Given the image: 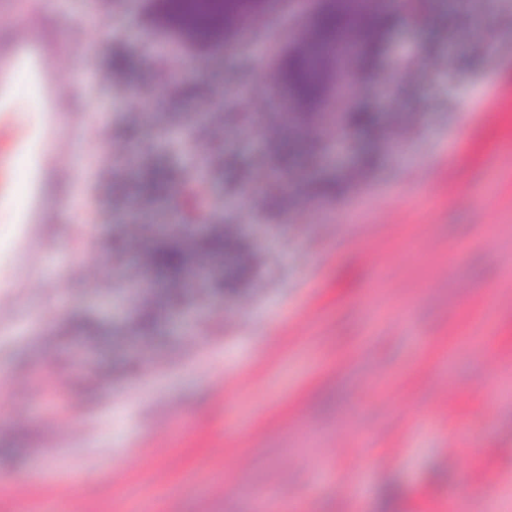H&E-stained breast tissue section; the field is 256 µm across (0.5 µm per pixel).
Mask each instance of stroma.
Wrapping results in <instances>:
<instances>
[{
	"mask_svg": "<svg viewBox=\"0 0 512 512\" xmlns=\"http://www.w3.org/2000/svg\"><path fill=\"white\" fill-rule=\"evenodd\" d=\"M451 8L417 0L397 13L385 57L428 40L447 54L436 23ZM511 14L512 0H497L471 20L464 71L432 58L415 80L386 69L390 85L412 88L411 123L391 125L382 88L360 96L385 145L359 133L357 153L320 150L301 169L309 181L351 177L334 196L295 190L267 216L263 189L279 177L271 135L223 123L225 157L249 169L243 181L211 184L214 219L253 246L238 294L190 292L142 332L138 285L153 241L130 204L116 207L108 233L88 232L67 209L32 242L38 264L0 251L13 274L0 287V362L11 367L0 381V512H512V277L502 267L512 256V143L490 158L467 144L453 198L444 165L450 138L483 101L494 53H512ZM316 16L296 0H263L254 34L281 42ZM117 23L137 35L126 62L162 31L141 0H126ZM205 52L177 67L211 89L189 118L278 111L280 67L221 45ZM255 85L263 96L251 95ZM372 150L377 163L360 171ZM93 237L123 262L92 249ZM89 366L110 378L86 390L78 411L57 413L40 381ZM355 437L377 457L358 503L334 477L353 467L334 452ZM487 470L500 474L496 489Z\"/></svg>",
	"mask_w": 512,
	"mask_h": 512,
	"instance_id": "stroma-1",
	"label": "stroma"
}]
</instances>
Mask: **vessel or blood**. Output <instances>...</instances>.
I'll return each instance as SVG.
<instances>
[{"mask_svg":"<svg viewBox=\"0 0 512 512\" xmlns=\"http://www.w3.org/2000/svg\"><path fill=\"white\" fill-rule=\"evenodd\" d=\"M18 12L22 20L11 21ZM84 49L82 41L63 42L46 0H0V214L18 226L24 240L60 222L94 176L71 150L86 142L102 116L80 108L75 96L98 97L108 88V76L96 71L74 92L70 68ZM23 85L35 104L29 117L15 110ZM489 85L491 93L468 133L488 153L512 140V55L495 59Z\"/></svg>","mask_w":512,"mask_h":512,"instance_id":"1","label":"vessel or blood"}]
</instances>
